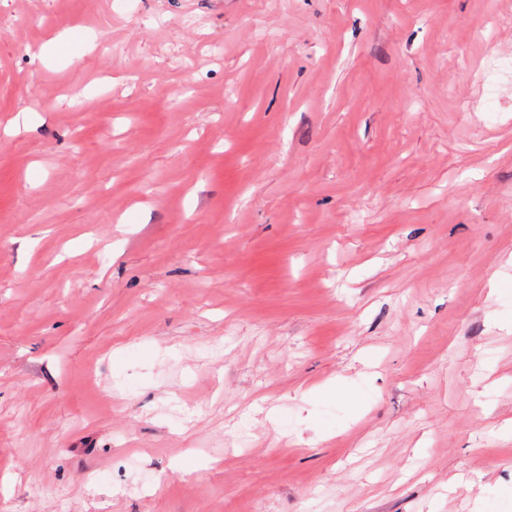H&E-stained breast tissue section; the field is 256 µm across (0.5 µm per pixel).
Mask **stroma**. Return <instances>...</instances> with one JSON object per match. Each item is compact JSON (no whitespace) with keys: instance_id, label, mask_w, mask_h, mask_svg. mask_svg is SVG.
Segmentation results:
<instances>
[{"instance_id":"35a3bbf8","label":"stroma","mask_w":512,"mask_h":512,"mask_svg":"<svg viewBox=\"0 0 512 512\" xmlns=\"http://www.w3.org/2000/svg\"><path fill=\"white\" fill-rule=\"evenodd\" d=\"M512 0H0V512H512Z\"/></svg>"}]
</instances>
